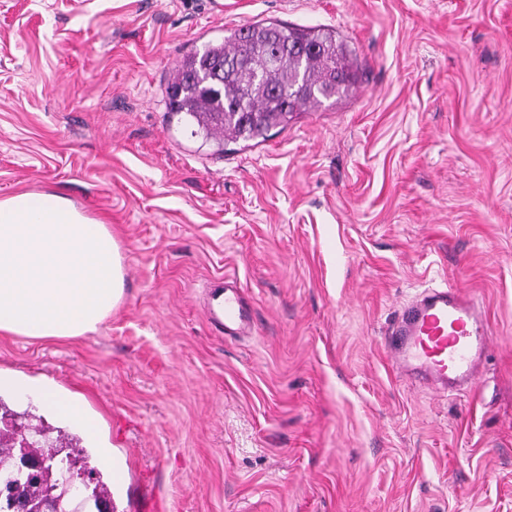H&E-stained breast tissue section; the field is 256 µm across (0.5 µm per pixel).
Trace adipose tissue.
Masks as SVG:
<instances>
[{"mask_svg":"<svg viewBox=\"0 0 512 512\" xmlns=\"http://www.w3.org/2000/svg\"><path fill=\"white\" fill-rule=\"evenodd\" d=\"M119 245L104 222L55 192L0 198V332L54 339L97 333L123 298ZM17 392L94 435L97 421L38 381Z\"/></svg>","mask_w":512,"mask_h":512,"instance_id":"adipose-tissue-1","label":"adipose tissue"}]
</instances>
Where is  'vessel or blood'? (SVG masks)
<instances>
[{
  "label": "vessel or blood",
  "mask_w": 512,
  "mask_h": 512,
  "mask_svg": "<svg viewBox=\"0 0 512 512\" xmlns=\"http://www.w3.org/2000/svg\"><path fill=\"white\" fill-rule=\"evenodd\" d=\"M209 316L224 335L251 330L252 314L235 277H225L214 289ZM385 343L400 373L449 392L475 385L491 337L474 302L447 283L424 289L406 302L389 325Z\"/></svg>",
  "instance_id": "vessel-or-blood-1"
}]
</instances>
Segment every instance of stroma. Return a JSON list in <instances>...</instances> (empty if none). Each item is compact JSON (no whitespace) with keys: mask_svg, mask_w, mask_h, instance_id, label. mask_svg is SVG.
I'll list each match as a JSON object with an SVG mask.
<instances>
[{"mask_svg":"<svg viewBox=\"0 0 512 512\" xmlns=\"http://www.w3.org/2000/svg\"><path fill=\"white\" fill-rule=\"evenodd\" d=\"M257 22L333 30L357 89L220 152L167 81ZM40 191L111 225L124 295L92 335L0 333V371L100 416L115 512H512V0H0V198ZM227 275L251 336L207 321ZM445 281L490 331L474 391L383 344ZM0 423L63 426L6 386Z\"/></svg>","mask_w":512,"mask_h":512,"instance_id":"1","label":"stroma"}]
</instances>
